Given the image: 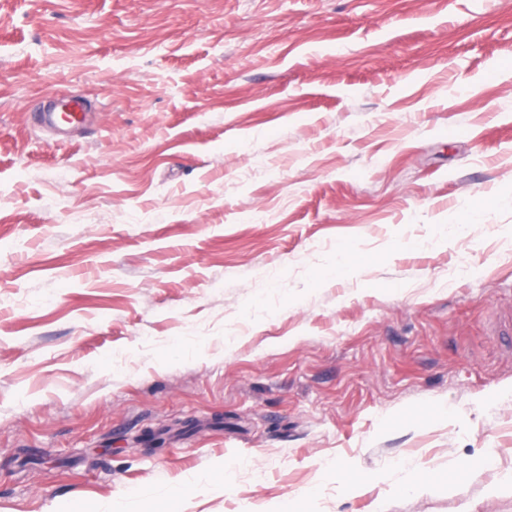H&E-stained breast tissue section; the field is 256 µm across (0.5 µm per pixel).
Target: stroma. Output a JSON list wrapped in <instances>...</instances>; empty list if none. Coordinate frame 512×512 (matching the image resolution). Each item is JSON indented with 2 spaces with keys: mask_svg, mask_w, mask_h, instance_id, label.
<instances>
[{
  "mask_svg": "<svg viewBox=\"0 0 512 512\" xmlns=\"http://www.w3.org/2000/svg\"><path fill=\"white\" fill-rule=\"evenodd\" d=\"M508 311L512 0H0V512H512ZM87 99L83 95L68 94L59 98L57 108L44 114L47 125H83L88 120ZM390 473L399 474V478L390 484L397 491L416 493L424 487L411 461L385 464L372 475L371 479L377 482H385Z\"/></svg>",
  "mask_w": 512,
  "mask_h": 512,
  "instance_id": "1",
  "label": "stroma"
}]
</instances>
